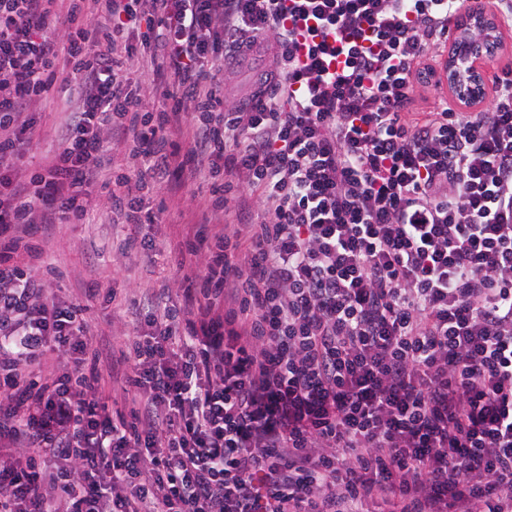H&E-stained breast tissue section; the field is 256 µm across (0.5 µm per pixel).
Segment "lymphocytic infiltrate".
<instances>
[{"mask_svg":"<svg viewBox=\"0 0 512 512\" xmlns=\"http://www.w3.org/2000/svg\"><path fill=\"white\" fill-rule=\"evenodd\" d=\"M490 4L512 30V0H0V512H512V64L418 105ZM187 168L211 219L115 361L41 236L97 183L164 223ZM265 61L256 58L248 60L238 67L235 73L227 71L224 75V108L232 110L238 106V101L255 91L257 81ZM68 93L69 87L56 89L53 98L45 106V112L39 114L40 142L24 159L26 166L31 170L39 169L51 155L57 131L65 119V114L59 112L57 105L68 96Z\"/></svg>","mask_w":512,"mask_h":512,"instance_id":"lymphocytic-infiltrate-1","label":"lymphocytic infiltrate"}]
</instances>
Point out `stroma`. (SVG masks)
<instances>
[{
    "label": "stroma",
    "mask_w": 512,
    "mask_h": 512,
    "mask_svg": "<svg viewBox=\"0 0 512 512\" xmlns=\"http://www.w3.org/2000/svg\"><path fill=\"white\" fill-rule=\"evenodd\" d=\"M263 60H249L235 72L224 75V107L234 109L239 100L255 91ZM68 95L59 88L39 116L40 142L25 158L29 169H39L47 162L57 131L65 119L58 106ZM89 220L84 224L58 225L45 245V259L57 266L59 274L50 286L59 297L66 298L86 288L112 289L114 301L97 297L91 300L87 319L93 333L113 339L114 350H121L123 340L140 331L132 313L134 303L145 302L153 289L181 278L182 270L174 256L166 254L148 259L143 251H121L128 227L113 223L112 212L101 188L90 192Z\"/></svg>",
    "instance_id": "35a3bbf8"
}]
</instances>
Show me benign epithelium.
<instances>
[{
	"label": "benign epithelium",
	"mask_w": 512,
	"mask_h": 512,
	"mask_svg": "<svg viewBox=\"0 0 512 512\" xmlns=\"http://www.w3.org/2000/svg\"><path fill=\"white\" fill-rule=\"evenodd\" d=\"M498 23L494 14L483 12L466 18L457 44L448 57V87L457 99L475 103L485 91V63L498 50Z\"/></svg>",
	"instance_id": "benign-epithelium-1"
}]
</instances>
